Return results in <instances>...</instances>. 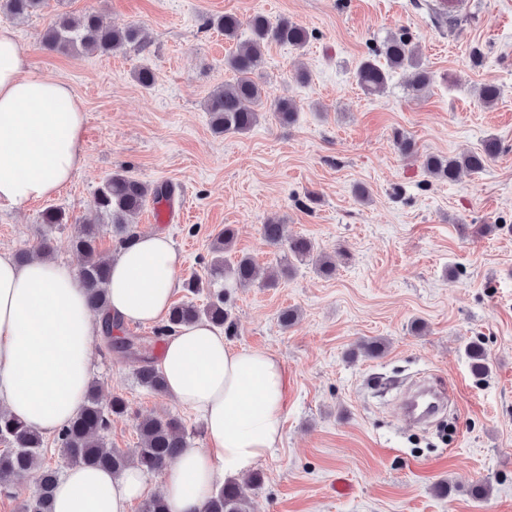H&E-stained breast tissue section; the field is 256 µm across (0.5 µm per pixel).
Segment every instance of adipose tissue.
Returning a JSON list of instances; mask_svg holds the SVG:
<instances>
[{"instance_id":"1","label":"adipose tissue","mask_w":512,"mask_h":512,"mask_svg":"<svg viewBox=\"0 0 512 512\" xmlns=\"http://www.w3.org/2000/svg\"><path fill=\"white\" fill-rule=\"evenodd\" d=\"M84 105L67 82L29 69L13 30L0 27V202L57 194L83 162ZM106 315L161 325L182 260L162 233L142 235L111 260ZM100 329L77 271L47 258L17 263L0 251V408L44 434L79 412ZM159 366L167 392L201 416L203 448L188 447L169 467V512H203L219 478H240L281 440L286 374L279 358L230 347L223 329L201 320L164 340ZM148 492L136 466L122 474L67 469L52 512H130Z\"/></svg>"}]
</instances>
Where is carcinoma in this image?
Listing matches in <instances>:
<instances>
[{
	"label": "carcinoma",
	"mask_w": 512,
	"mask_h": 512,
	"mask_svg": "<svg viewBox=\"0 0 512 512\" xmlns=\"http://www.w3.org/2000/svg\"><path fill=\"white\" fill-rule=\"evenodd\" d=\"M45 2L0 0V13L13 19L27 18L41 11ZM206 25L223 32L228 40L238 38L240 21L232 14L210 17ZM250 29L252 37L224 58V66L234 73L233 81L213 89L205 100L204 108L217 136L245 134L259 123L261 112L257 106L267 98V92L257 76L264 64L266 46L277 42L301 49L309 41V32L305 27L285 19L273 25L261 14L251 18ZM139 41L137 27H106L92 12L79 16L60 14L50 22L43 35V44L47 49L65 55H112L126 45ZM376 55L384 58L385 65L368 57L357 69V82L366 94L383 93L389 72L399 69L414 71L412 89L418 93L427 90L432 84L431 72L419 61L405 36L389 38L376 51ZM274 107L281 123L291 124L295 121L296 108L291 100L279 99L275 101ZM501 150L500 141L490 136L483 140L481 148L476 152L467 151L453 157L429 154L425 158L424 167L435 179L452 182L463 170L471 173L482 171ZM172 193V187L167 183L151 187L125 172H114L96 189L92 204L99 224L111 226L116 249L120 250L136 237L133 223L147 200L151 199L157 204L169 199ZM262 233L271 245L283 246L288 251L290 263L281 267V275H292L293 262L307 260L324 276L336 273L335 257L317 251L310 239L298 236L283 243L282 224L279 220H268L262 225ZM98 241V224L83 225L71 241L73 249L83 257L79 276L86 290L88 305L95 311L107 306L106 284L110 277V259L102 256ZM233 242V229L224 228L211 248L210 276L215 280L228 273L232 284L238 288L254 283L260 272L249 256H241L234 261L227 258ZM200 320L231 333L234 322L231 309L224 299V290L216 292L202 305L192 300L172 305L167 324L155 331L156 338H161L173 327L190 325ZM134 341L141 344L144 353L142 365L136 373V382L153 393H165L164 374L149 355L145 338L127 336L120 341V348L124 349ZM467 353L473 373L477 376L485 374L488 362L483 343L479 340L471 342ZM127 410V400L122 394L114 393L104 403L100 399L99 385L90 382L79 413L56 434L55 442L67 463L72 467L108 470L114 475L132 465L144 471H153L167 466L187 447L184 424L179 418L170 415L150 416L137 421L139 443L133 454L108 447L105 434L110 417H121ZM0 441L7 444V447L0 449L1 481L19 480L37 473L38 492L33 500L22 504L21 512H52L51 500L59 480V471L41 466L40 456L45 445L43 434L9 413L0 412ZM258 480L259 474L256 473L244 483L236 479L225 481L212 492L204 512H248V490Z\"/></svg>",
	"instance_id": "carcinoma-1"
}]
</instances>
